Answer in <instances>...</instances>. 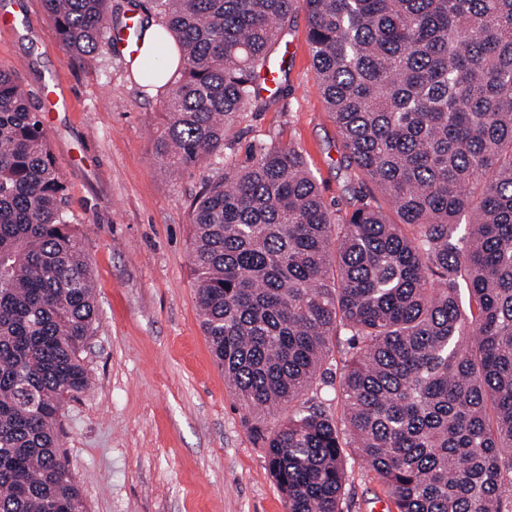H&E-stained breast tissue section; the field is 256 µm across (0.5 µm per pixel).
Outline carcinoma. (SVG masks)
<instances>
[{
  "instance_id": "1",
  "label": "carcinoma",
  "mask_w": 512,
  "mask_h": 512,
  "mask_svg": "<svg viewBox=\"0 0 512 512\" xmlns=\"http://www.w3.org/2000/svg\"><path fill=\"white\" fill-rule=\"evenodd\" d=\"M179 45L156 155L224 151L288 17L348 165L387 198L335 215L290 144L202 188L191 213L204 335L240 405L303 398L347 336L343 419L255 426L287 512H341L354 447L395 512H501L512 492V0H154ZM70 60L122 34L111 0H43ZM92 270L47 133L0 69V512H74L61 449L90 387Z\"/></svg>"
}]
</instances>
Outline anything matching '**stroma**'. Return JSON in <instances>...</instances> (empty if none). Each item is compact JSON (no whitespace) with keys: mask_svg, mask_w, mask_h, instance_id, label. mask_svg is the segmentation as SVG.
Listing matches in <instances>:
<instances>
[{"mask_svg":"<svg viewBox=\"0 0 512 512\" xmlns=\"http://www.w3.org/2000/svg\"><path fill=\"white\" fill-rule=\"evenodd\" d=\"M0 68L28 91L55 81L63 107L42 112L82 229L97 320L82 352L93 383L61 418L60 439L87 512H287L255 421L215 364L196 307L190 216L202 185L280 142L299 148L332 211L353 204L358 178L316 84L308 14L297 10L278 100L240 113L220 156L162 171L155 146L164 89L136 82L128 56L103 43L69 61L43 0H0ZM345 340L320 390L297 406L340 418ZM343 512H377L386 487L356 451Z\"/></svg>","mask_w":512,"mask_h":512,"instance_id":"35a3bbf8","label":"stroma"}]
</instances>
